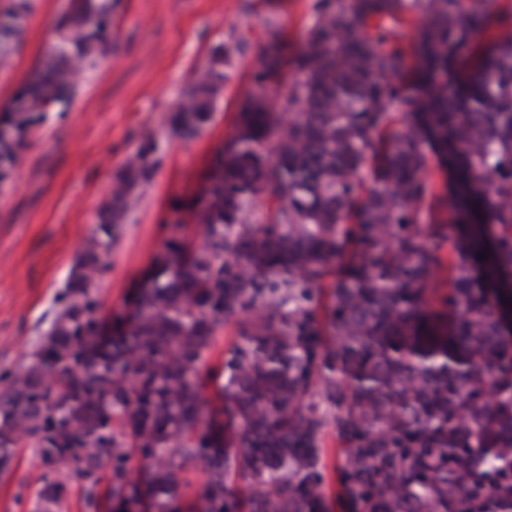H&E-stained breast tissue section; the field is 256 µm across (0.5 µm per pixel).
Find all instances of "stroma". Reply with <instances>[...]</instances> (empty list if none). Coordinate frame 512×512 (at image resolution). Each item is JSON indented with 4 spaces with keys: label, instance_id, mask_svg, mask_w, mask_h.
Listing matches in <instances>:
<instances>
[{
    "label": "stroma",
    "instance_id": "35a3bbf8",
    "mask_svg": "<svg viewBox=\"0 0 512 512\" xmlns=\"http://www.w3.org/2000/svg\"><path fill=\"white\" fill-rule=\"evenodd\" d=\"M316 0H112V51L65 111L44 113L0 195V371L18 369L46 330L76 255L96 233L99 212L127 158L151 147L156 167L139 187L98 284L105 315L133 306L132 294L170 239L193 240L191 203L212 158L234 130L240 101L254 90L249 57L226 71L213 121L196 137L173 135L168 120L211 50L245 34L251 49L276 25L299 44ZM72 0H34L17 53L0 68V107L56 41ZM43 468L28 450L0 479V512H30Z\"/></svg>",
    "mask_w": 512,
    "mask_h": 512
}]
</instances>
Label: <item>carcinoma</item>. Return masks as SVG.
<instances>
[{
  "mask_svg": "<svg viewBox=\"0 0 512 512\" xmlns=\"http://www.w3.org/2000/svg\"><path fill=\"white\" fill-rule=\"evenodd\" d=\"M32 8L0 9L1 68ZM315 13L298 47L271 26L252 56L259 88L295 79L277 107L241 100L194 208L206 243L170 241L133 311L100 314L105 257L154 167L150 147L129 157L49 327L0 377V476L32 449V512H61L74 479L95 510L105 480L122 512H512V6L318 0ZM111 29L110 0H73L66 51L0 117V183ZM248 49L236 35L211 51L174 134L212 121Z\"/></svg>",
  "mask_w": 512,
  "mask_h": 512,
  "instance_id": "1",
  "label": "carcinoma"
}]
</instances>
